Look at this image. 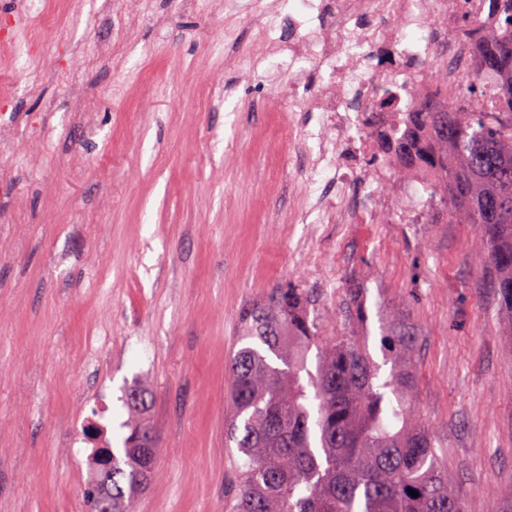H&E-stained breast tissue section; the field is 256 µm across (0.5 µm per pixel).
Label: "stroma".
<instances>
[{
	"label": "stroma",
	"mask_w": 512,
	"mask_h": 512,
	"mask_svg": "<svg viewBox=\"0 0 512 512\" xmlns=\"http://www.w3.org/2000/svg\"><path fill=\"white\" fill-rule=\"evenodd\" d=\"M73 0L48 28L20 0L0 26L40 35L37 55L0 65L30 155L0 181V512H88L95 481L72 435L99 386L109 445L142 387L158 445L134 512H224L242 463L227 445L239 318L277 285L306 288L325 335L350 279L366 305L419 328L415 407L466 512L512 491V341L470 224L431 223L427 193L346 155L378 198L363 224H297L306 199L287 107L236 58L261 54L256 19L224 0ZM238 46L215 52L225 25ZM389 213V223L377 221Z\"/></svg>",
	"instance_id": "1"
}]
</instances>
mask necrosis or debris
I'll return each instance as SVG.
<instances>
[{
  "mask_svg": "<svg viewBox=\"0 0 512 512\" xmlns=\"http://www.w3.org/2000/svg\"><path fill=\"white\" fill-rule=\"evenodd\" d=\"M250 2L262 40L277 47L273 69L292 125L313 143L308 172L323 178L304 214L323 224L359 223L373 194L347 165L331 128L344 126L357 137V120L391 83L455 96L478 52L455 33L459 11L466 4L485 18L489 6L486 0H300L299 12L282 25L264 0Z\"/></svg>",
  "mask_w": 512,
  "mask_h": 512,
  "instance_id": "1",
  "label": "necrosis or debris"
}]
</instances>
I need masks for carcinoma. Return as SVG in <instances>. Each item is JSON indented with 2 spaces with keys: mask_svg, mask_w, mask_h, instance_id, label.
<instances>
[{
  "mask_svg": "<svg viewBox=\"0 0 512 512\" xmlns=\"http://www.w3.org/2000/svg\"><path fill=\"white\" fill-rule=\"evenodd\" d=\"M489 2L492 33L467 12L459 23L480 52L453 99L393 85L382 104L405 96L406 111L370 112L360 125L383 158L400 163L398 175L410 167L433 172L427 191L437 215L476 226L512 334V0ZM375 307L381 364L356 331L369 315L354 286L333 336L323 335L308 293L293 281L243 312L244 345L228 364L227 432L243 464L226 512H464L432 429L412 405L417 329L404 311ZM127 427L112 469L102 472L105 488L88 492L91 512H133V490L154 471L151 429L138 416Z\"/></svg>",
  "mask_w": 512,
  "mask_h": 512,
  "instance_id": "1",
  "label": "carcinoma"
}]
</instances>
